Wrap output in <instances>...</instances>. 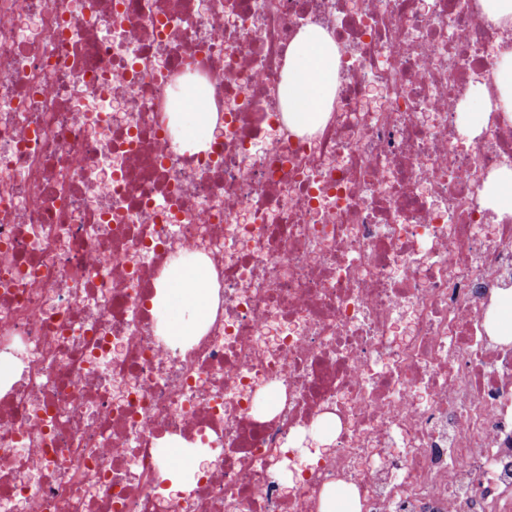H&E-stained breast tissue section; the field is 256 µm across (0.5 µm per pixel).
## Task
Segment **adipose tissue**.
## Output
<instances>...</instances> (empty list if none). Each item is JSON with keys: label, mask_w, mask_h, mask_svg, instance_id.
<instances>
[{"label": "adipose tissue", "mask_w": 512, "mask_h": 512, "mask_svg": "<svg viewBox=\"0 0 512 512\" xmlns=\"http://www.w3.org/2000/svg\"><path fill=\"white\" fill-rule=\"evenodd\" d=\"M338 58V48L323 28H304L292 40L288 67L280 86L283 117L292 131L302 134L320 125L332 101ZM216 125L217 115L206 101L187 97L180 115L177 142L183 149L204 151ZM160 288L157 304L164 314L167 335L175 338L194 335L218 303L210 267L197 258H184L176 263Z\"/></svg>", "instance_id": "1"}]
</instances>
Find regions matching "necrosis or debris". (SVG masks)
Here are the masks:
<instances>
[{"instance_id":"obj_1","label":"necrosis or debris","mask_w":512,"mask_h":512,"mask_svg":"<svg viewBox=\"0 0 512 512\" xmlns=\"http://www.w3.org/2000/svg\"><path fill=\"white\" fill-rule=\"evenodd\" d=\"M339 49L332 110L291 133L303 28ZM482 0H0V512H512V166ZM218 114L170 122L182 82ZM488 121L460 130L471 88ZM214 317L166 337L171 264ZM204 449L170 489L171 441ZM183 110L185 112H179L178 144L191 152L206 150L217 125V113L197 96L186 97ZM486 206L499 216L512 215V167H503L490 175L481 190ZM490 336H501L508 342L512 339V288L499 290L489 308L486 318ZM185 453L188 456H191L194 458L195 467L194 468H178L180 472V477L176 480H173L170 477V467H168V463L164 466L163 469V477L164 479H168L171 481V489L177 490L180 487H182L185 483L189 481V479L192 476V473L197 470L199 464L201 461L205 459V457L198 452L189 451L186 448H179L177 446H174L169 449L168 455H167V462L179 459L180 457L184 456Z\"/></svg>"}]
</instances>
